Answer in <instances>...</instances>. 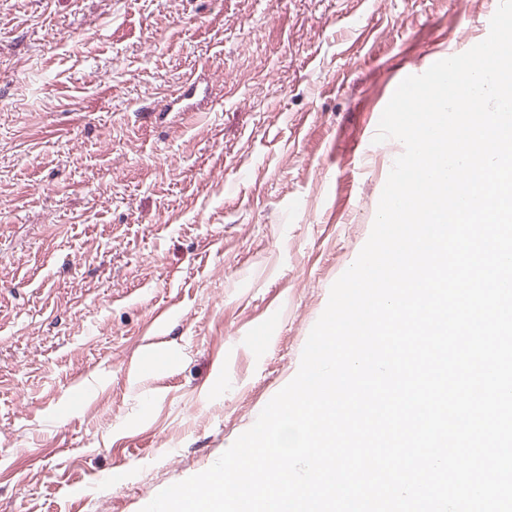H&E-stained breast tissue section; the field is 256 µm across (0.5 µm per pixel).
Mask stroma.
<instances>
[{
  "label": "stroma",
  "mask_w": 512,
  "mask_h": 512,
  "mask_svg": "<svg viewBox=\"0 0 512 512\" xmlns=\"http://www.w3.org/2000/svg\"><path fill=\"white\" fill-rule=\"evenodd\" d=\"M495 11L0 0V512H141L252 427L369 237L396 87Z\"/></svg>",
  "instance_id": "35a3bbf8"
}]
</instances>
